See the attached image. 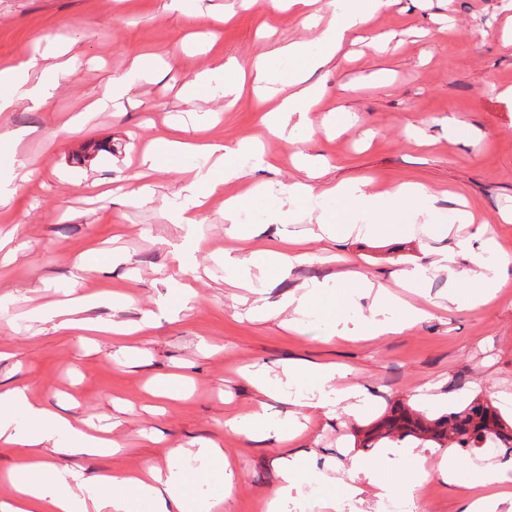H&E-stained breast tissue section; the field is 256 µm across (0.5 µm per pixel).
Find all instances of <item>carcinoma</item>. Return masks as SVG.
<instances>
[{"mask_svg":"<svg viewBox=\"0 0 512 512\" xmlns=\"http://www.w3.org/2000/svg\"><path fill=\"white\" fill-rule=\"evenodd\" d=\"M409 436L440 445L448 441L456 448H476L490 441L512 451V426L506 423L496 407L476 401L433 419L415 410L395 406L389 415L366 432L364 442L401 440Z\"/></svg>","mask_w":512,"mask_h":512,"instance_id":"obj_1","label":"carcinoma"}]
</instances>
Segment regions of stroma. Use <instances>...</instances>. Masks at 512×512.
I'll list each match as a JSON object with an SVG mask.
<instances>
[{"label": "stroma", "instance_id": "stroma-1", "mask_svg": "<svg viewBox=\"0 0 512 512\" xmlns=\"http://www.w3.org/2000/svg\"><path fill=\"white\" fill-rule=\"evenodd\" d=\"M168 0H0V68L73 40V66L61 87L39 110L0 112V145L9 131H23L8 147L11 163L0 182L15 192L0 207V237L22 249L0 252V392L21 387L60 414L106 424L123 422L115 452L60 456L46 463L93 477L123 473L151 463L188 468L195 460L173 459L176 445L220 441L232 458L235 490L229 512H258L279 486L277 459L293 451L343 482H351L347 450L373 456L365 432L396 404L435 418L476 399L491 400L512 417V274L493 286L494 295L472 309L447 305L448 277L441 274L424 295L406 294L414 307L437 303L430 318L399 334L370 338L375 317L360 299L327 339V326L309 315L296 328L280 318L251 320L239 289L224 283V201L262 183L281 188L305 180L300 155L323 164L317 191L361 179L376 189L417 181L436 198L429 212L394 211L383 237L369 240L349 228L342 241H328L317 221L319 205L294 208L289 230L306 234L310 260L267 289L276 301L297 284L344 270L373 283L392 285L394 272L427 262L428 251L455 247L460 209L492 224L502 252L512 255V0H394L375 11L371 33L389 35L380 49L344 43L336 56L307 74L324 93L312 125L295 143L266 135L273 168L225 182L199 211L195 224H181L176 211L186 195V169L195 156L163 160L150 180L151 200L136 205L120 195L94 198L92 181L132 175L143 147L171 137H203L228 145L260 132L274 101L244 93L227 103L222 91L195 97L196 74L229 60L249 64L260 54L313 32L288 10L244 9L239 0H203L186 18L169 12ZM146 55L150 67L131 103L96 115L79 134L64 124ZM458 121L468 131L448 138ZM267 198L248 205L246 253L261 265L274 248L266 225L281 212ZM425 225V243L413 236ZM85 272H78L77 262ZM92 296L78 316L88 320H140L153 326L125 339L54 330L47 308L74 275ZM336 363L350 368L349 384L364 387L374 402L360 417L337 410L313 415L289 448L254 441L225 429L224 419L246 413L256 402L248 371L278 373L293 362ZM183 377L184 394L162 400V413L146 412L154 380ZM431 387L436 401L416 394ZM460 486L432 477L419 485V512H459Z\"/></svg>", "mask_w": 512, "mask_h": 512}]
</instances>
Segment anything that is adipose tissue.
I'll return each instance as SVG.
<instances>
[{"label":"adipose tissue","instance_id":"obj_1","mask_svg":"<svg viewBox=\"0 0 512 512\" xmlns=\"http://www.w3.org/2000/svg\"><path fill=\"white\" fill-rule=\"evenodd\" d=\"M295 7L306 28L316 30L312 43L295 42L276 49L271 55L256 57L249 67H241L230 61L225 65L204 71L194 77L191 88L194 93L204 94L214 86L224 88V94L238 98L244 90V74L252 72L256 86H264L276 72V63L288 59L291 68L282 85L287 93L265 120L264 126L272 132L292 139L289 129L292 119L307 122L310 112L320 101L318 86L306 83L307 72L322 66L335 56L346 38L365 30L370 13L385 4V0H326L324 9H316L317 0H242L247 8L276 9L281 3ZM71 47L59 45L55 51L39 57L31 56L21 61L18 68L0 69V83L10 85L8 95L0 97V112L26 106L38 109L47 104L59 90L58 76L73 62ZM31 72V80L17 84L13 81L16 69ZM183 153L199 155L206 162L196 170L187 189L189 194L178 210V220L183 224L198 221L197 209L201 200L216 186L244 176L246 169L269 168L274 164L272 156L265 154L260 137L239 142L236 146L208 139L192 142L180 139H162L148 148L142 157L145 171L159 167L160 155L177 156ZM332 196L342 200L339 209L326 211L322 218L323 232L328 238H336L345 229V213L353 211L361 220V228L367 235H378L387 224L389 214L398 207L417 213L429 211L434 200L432 191L418 182H401L382 190L372 189L368 183L354 182L338 185L331 190ZM274 235L279 239L278 249L270 252L267 261L259 268H252L247 256L225 255L224 266L234 274L233 286L255 288L278 282L289 275L295 264L308 260L299 237L276 225ZM457 251H444L428 265L396 272L398 287L419 288L430 276L446 273L451 284H464L469 290L471 306L487 302L488 287L499 281L512 268V257L498 253L491 225L482 224L477 232L458 239ZM465 257L470 265L457 269L458 257ZM355 272L333 274L331 281H311L296 285L278 301L270 302L257 297L252 302L253 313L261 318L291 314L299 318L315 312L324 297L334 300L331 317L356 305L361 297H371L374 309L383 311V318L373 320V336H387L412 328L426 318V311L406 309L401 301L386 290H353L350 283ZM75 300H68L52 313L56 329L62 331H94L102 336H127L135 333V326L123 323H99L96 325L76 319ZM345 371L333 364L309 365L301 362L288 364L281 375L270 376L268 371H256L251 383L260 399L249 412L229 417L225 425L231 431L247 438H273L278 444L291 441L301 429L299 409L314 412L339 404H347L350 413H362L371 398L359 387L336 388L335 383L344 379ZM295 389L297 396L293 408L287 409L278 423H270L265 415L263 399L274 397L281 388ZM9 413L0 418V442L26 447L28 454L10 478L13 489L9 499L0 501V512H143L144 504H151L153 512H184L185 504L196 483L198 472L171 465L167 469L148 465L133 473L103 474L91 480H83L76 473L50 466L43 462V449L65 450L71 454H92L109 451L115 446L107 431L98 430L87 421L68 418L47 405L30 400L25 391L13 389L0 397ZM176 456L186 454L200 462V470L217 479L221 485L220 505H227L232 496L233 471L231 463L219 443L210 441L189 451L178 448ZM421 453L410 448H383L379 458L368 464L359 458L349 460L350 472L363 476L374 490L376 499L398 498L409 510L416 508L415 490L421 480L427 479L428 471L414 472L413 462L421 460ZM512 464L491 462L471 467L465 486L461 512H499L502 505L512 502V497L496 492ZM281 492L306 481H316L327 489L330 500L341 495L359 494L357 485H338L325 473L316 471L310 464L291 454L278 460Z\"/></svg>","mask_w":512,"mask_h":512}]
</instances>
